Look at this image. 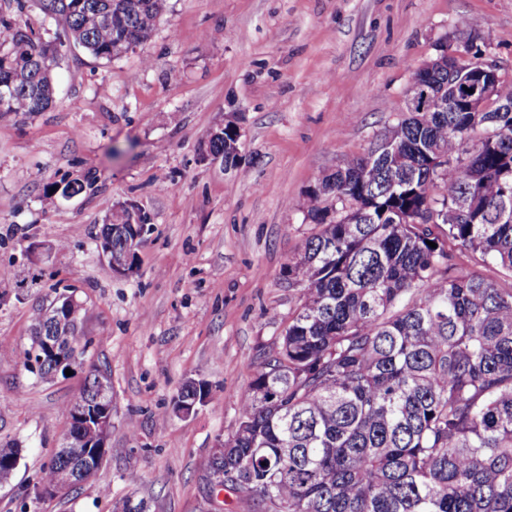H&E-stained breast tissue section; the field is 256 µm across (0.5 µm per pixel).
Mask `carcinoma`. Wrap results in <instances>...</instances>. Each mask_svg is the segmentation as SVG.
<instances>
[{
    "label": "carcinoma",
    "mask_w": 512,
    "mask_h": 512,
    "mask_svg": "<svg viewBox=\"0 0 512 512\" xmlns=\"http://www.w3.org/2000/svg\"><path fill=\"white\" fill-rule=\"evenodd\" d=\"M38 2L65 40L0 0V75L17 78L0 115L52 106L64 43L110 61L148 40L165 0ZM420 108L306 192L317 231L285 266L300 302L207 464L248 512H512V112ZM232 143L209 139L226 163ZM100 234L123 255L125 215ZM33 320L34 337L53 332L44 309ZM103 386L107 370L84 376L87 398ZM64 452L35 486L55 483ZM19 460L0 444V477Z\"/></svg>",
    "instance_id": "1"
}]
</instances>
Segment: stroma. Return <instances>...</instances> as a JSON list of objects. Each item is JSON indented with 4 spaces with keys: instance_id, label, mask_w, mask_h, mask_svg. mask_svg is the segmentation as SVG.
Returning <instances> with one entry per match:
<instances>
[{
    "instance_id": "obj_1",
    "label": "stroma",
    "mask_w": 512,
    "mask_h": 512,
    "mask_svg": "<svg viewBox=\"0 0 512 512\" xmlns=\"http://www.w3.org/2000/svg\"><path fill=\"white\" fill-rule=\"evenodd\" d=\"M467 39L512 78V0H166L151 37L112 61L62 48L55 106L0 116V443L23 449L0 512L129 498L212 512L206 462L299 303L284 266L314 231L307 190L395 126L416 70ZM228 120L232 165L205 156ZM73 181L80 194L43 204ZM129 201L151 224L121 277L95 236ZM61 294L83 305L86 362L111 374L112 431L94 479L38 500L83 375L43 380L21 358L33 309ZM191 379L211 394L183 417L173 400Z\"/></svg>"
}]
</instances>
